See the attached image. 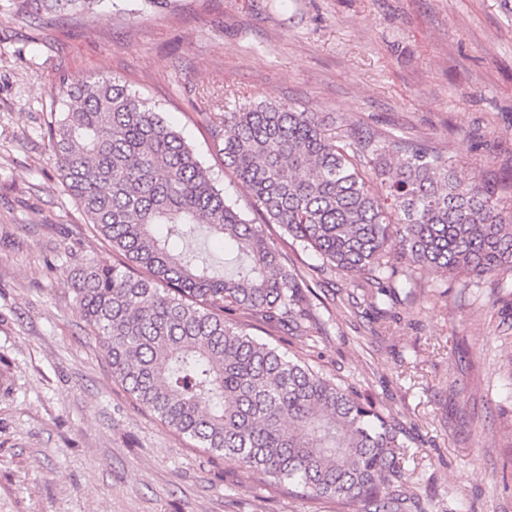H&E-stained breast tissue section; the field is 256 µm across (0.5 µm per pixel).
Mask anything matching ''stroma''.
I'll return each mask as SVG.
<instances>
[{
	"label": "stroma",
	"mask_w": 512,
	"mask_h": 512,
	"mask_svg": "<svg viewBox=\"0 0 512 512\" xmlns=\"http://www.w3.org/2000/svg\"><path fill=\"white\" fill-rule=\"evenodd\" d=\"M116 78L164 113L252 215L208 115L264 101L512 172V0H99L32 16L0 0V512H364L204 453L113 378L65 278L118 256L44 136L61 83ZM316 324L252 336L373 402L405 434L422 512H512V288L419 275L364 301L273 228Z\"/></svg>",
	"instance_id": "obj_1"
}]
</instances>
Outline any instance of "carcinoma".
<instances>
[{
    "mask_svg": "<svg viewBox=\"0 0 512 512\" xmlns=\"http://www.w3.org/2000/svg\"><path fill=\"white\" fill-rule=\"evenodd\" d=\"M66 15L98 0H15ZM67 110L47 130L65 190L124 261L70 277L116 378L178 434L295 492L412 512L401 494L407 443L396 424L322 374L262 342L238 313L301 332L305 285L267 227L322 265L360 274L375 303L411 293L425 269L478 280L512 272V189L465 173L405 138L349 131L318 112L260 103L212 112L224 166L258 219L226 199L162 113L116 79L63 84ZM230 246L195 247L201 228ZM399 248L404 262L387 256Z\"/></svg>",
    "mask_w": 512,
    "mask_h": 512,
    "instance_id": "1",
    "label": "carcinoma"
}]
</instances>
